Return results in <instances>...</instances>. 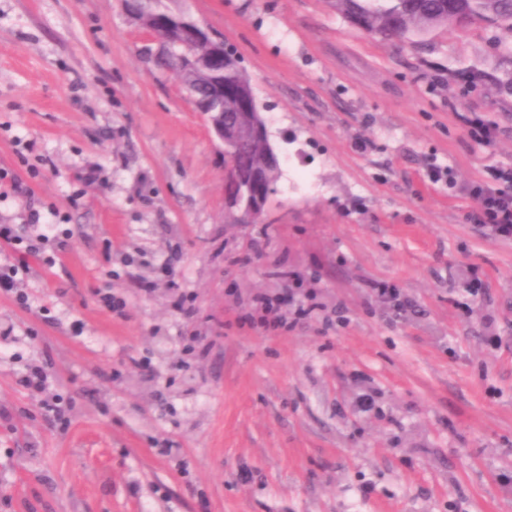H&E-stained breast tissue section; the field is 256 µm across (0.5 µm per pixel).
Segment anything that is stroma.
I'll list each match as a JSON object with an SVG mask.
<instances>
[{"label":"stroma","mask_w":512,"mask_h":512,"mask_svg":"<svg viewBox=\"0 0 512 512\" xmlns=\"http://www.w3.org/2000/svg\"><path fill=\"white\" fill-rule=\"evenodd\" d=\"M162 2L235 47L276 193L228 223L218 142L123 0H0V224L40 247L0 293V512H512V237L467 191L512 166L490 81L512 38L393 46L326 0ZM290 271L314 315L245 324ZM463 123L468 132L482 143H491L494 138V130L485 122L478 112H472L463 118Z\"/></svg>","instance_id":"35a3bbf8"}]
</instances>
